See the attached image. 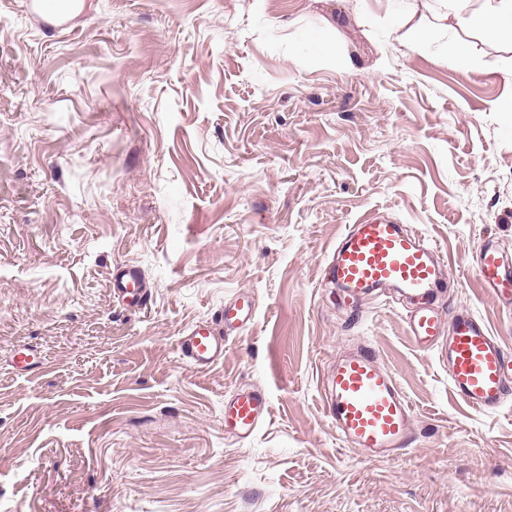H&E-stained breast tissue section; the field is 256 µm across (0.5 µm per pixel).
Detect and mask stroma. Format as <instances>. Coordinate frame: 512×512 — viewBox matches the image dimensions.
<instances>
[{"instance_id":"1","label":"stroma","mask_w":512,"mask_h":512,"mask_svg":"<svg viewBox=\"0 0 512 512\" xmlns=\"http://www.w3.org/2000/svg\"><path fill=\"white\" fill-rule=\"evenodd\" d=\"M26 2L0 0V512H512V396L467 407L406 306L324 275L357 219L411 226L444 258L442 318L512 356L473 266L489 238L512 255V43L443 0H92L64 29ZM241 293L255 323L223 362H183ZM362 346L413 411L392 459L326 408ZM26 348L37 373L11 366ZM242 389L270 401L247 439L224 431ZM112 293L127 307H142L146 300L143 275L136 267H118L112 272Z\"/></svg>"}]
</instances>
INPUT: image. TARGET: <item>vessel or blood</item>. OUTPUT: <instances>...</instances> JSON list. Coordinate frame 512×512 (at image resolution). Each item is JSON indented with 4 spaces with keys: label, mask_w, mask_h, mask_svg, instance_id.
<instances>
[{
    "label": "vessel or blood",
    "mask_w": 512,
    "mask_h": 512,
    "mask_svg": "<svg viewBox=\"0 0 512 512\" xmlns=\"http://www.w3.org/2000/svg\"><path fill=\"white\" fill-rule=\"evenodd\" d=\"M476 275L488 292L511 293L512 256L501 252L493 241H485L479 249ZM328 277L353 299L372 289H384L405 302L410 308L412 341L419 348L437 350L454 395L480 411L503 407L512 384V358L473 312L462 309L450 322L442 321L435 301L443 286L444 269L436 248L420 240L415 231L374 215L348 226L336 246ZM112 293L125 306H143L146 290L141 271L127 266L115 269ZM254 315L253 300L243 294L224 306L226 329L247 327ZM178 351L194 368H208L224 358L223 331L207 322L196 323L179 338ZM267 411L264 394L240 391L224 404V429L249 438ZM328 414L338 434L364 454L390 457L407 445L411 407L369 348L337 357L329 381Z\"/></svg>",
    "instance_id": "vessel-or-blood-1"
}]
</instances>
